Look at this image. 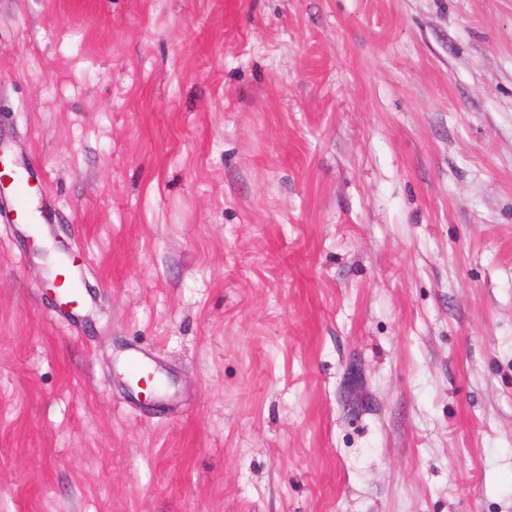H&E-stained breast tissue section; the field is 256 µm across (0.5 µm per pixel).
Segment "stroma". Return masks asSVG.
<instances>
[{
  "mask_svg": "<svg viewBox=\"0 0 512 512\" xmlns=\"http://www.w3.org/2000/svg\"><path fill=\"white\" fill-rule=\"evenodd\" d=\"M0 140V512H512V0H0ZM3 174H7L11 180L12 208L19 221L26 224H52L55 222V214L39 201L40 180L33 168L22 164L14 168H6ZM38 199V200H37ZM38 203V204H37Z\"/></svg>",
  "mask_w": 512,
  "mask_h": 512,
  "instance_id": "1",
  "label": "stroma"
}]
</instances>
